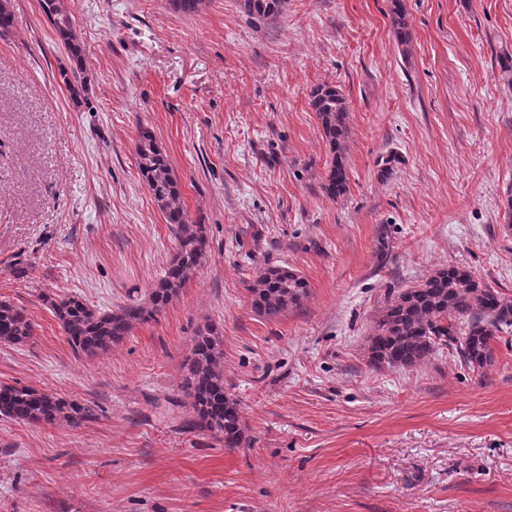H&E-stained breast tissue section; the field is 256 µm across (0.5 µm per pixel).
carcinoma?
Wrapping results in <instances>:
<instances>
[{"mask_svg":"<svg viewBox=\"0 0 512 512\" xmlns=\"http://www.w3.org/2000/svg\"><path fill=\"white\" fill-rule=\"evenodd\" d=\"M251 16L279 14L283 0H242ZM401 0H393V36L400 45L411 40ZM41 8L65 46L70 70L64 80L71 95L86 90L81 79L84 48L64 0H41ZM310 106L322 129L329 152L325 194L337 199L348 191L347 106L342 92L320 86L310 96ZM143 181L168 224L176 226L178 247L147 299L116 310L93 308L77 297H43L60 322L73 352L95 357L128 336L133 328L155 319L194 277L206 256V230L192 223L183 207L181 190L168 157L157 140L140 135L135 147ZM308 285L303 277L282 267L257 274L251 308L269 321L302 304ZM512 327V301L483 285L470 270L460 266L436 269L421 283L398 293L381 310L368 346L369 363L375 367H414L444 347L456 349L472 368L493 361L491 341ZM34 336V324L25 311L0 301V344L21 345ZM181 389L189 408V429L224 438V447L238 448L244 441L245 423L237 400L224 389V351L221 332L214 326L199 331ZM99 405L68 400L28 386L0 387V416L31 424L75 427L98 417Z\"/></svg>","mask_w":512,"mask_h":512,"instance_id":"1","label":"carcinoma"}]
</instances>
